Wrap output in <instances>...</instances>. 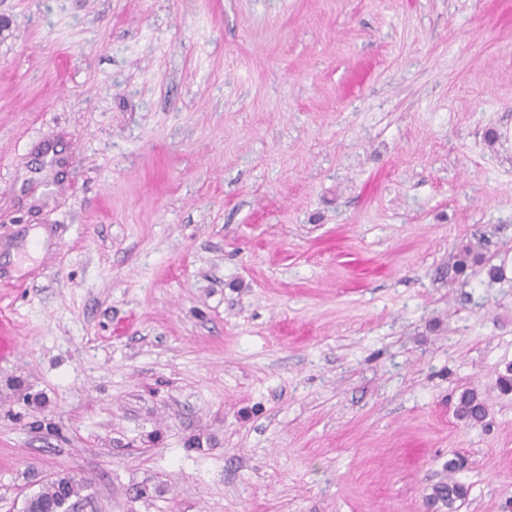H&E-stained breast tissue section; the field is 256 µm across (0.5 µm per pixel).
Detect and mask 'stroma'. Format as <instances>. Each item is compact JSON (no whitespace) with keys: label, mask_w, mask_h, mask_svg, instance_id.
<instances>
[{"label":"stroma","mask_w":512,"mask_h":512,"mask_svg":"<svg viewBox=\"0 0 512 512\" xmlns=\"http://www.w3.org/2000/svg\"><path fill=\"white\" fill-rule=\"evenodd\" d=\"M0 19V512H512V0ZM483 260V253L480 252L474 245L470 243L462 245L454 254L453 262L450 266L452 280H465L468 274V270L472 268L474 265L482 263ZM455 415L469 424L482 423L486 417L485 402L476 391L466 390L459 398ZM87 484L86 479L78 478L72 472L59 473L40 492L26 499L23 511L39 512L44 505H53L54 510L66 512L69 502L79 498ZM436 491L434 501H442L448 507V512H454L456 502L465 499L468 494L465 485L452 478L448 479V483L438 486Z\"/></svg>","instance_id":"35a3bbf8"}]
</instances>
